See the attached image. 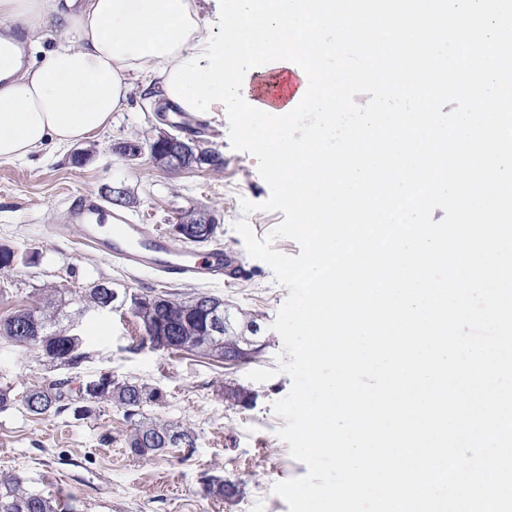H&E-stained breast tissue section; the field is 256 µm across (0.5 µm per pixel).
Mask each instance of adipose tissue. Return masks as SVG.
I'll list each match as a JSON object with an SVG mask.
<instances>
[{"label":"adipose tissue","instance_id":"ef3b65f1","mask_svg":"<svg viewBox=\"0 0 512 512\" xmlns=\"http://www.w3.org/2000/svg\"><path fill=\"white\" fill-rule=\"evenodd\" d=\"M65 35L39 63L0 43V160L46 141L94 138L135 88L170 103L166 82L208 32L195 0H0V27L36 34L51 17Z\"/></svg>","mask_w":512,"mask_h":512}]
</instances>
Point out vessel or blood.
<instances>
[{"label":"vessel or blood","instance_id":"vessel-or-blood-1","mask_svg":"<svg viewBox=\"0 0 512 512\" xmlns=\"http://www.w3.org/2000/svg\"><path fill=\"white\" fill-rule=\"evenodd\" d=\"M75 227L96 251L129 268L153 270L168 282L234 278L241 272L239 260L222 249L197 251L181 247L150 225L132 223L126 214L106 211L83 196L72 202L61 223L48 226L46 235L64 238Z\"/></svg>","mask_w":512,"mask_h":512}]
</instances>
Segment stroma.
<instances>
[{
  "mask_svg": "<svg viewBox=\"0 0 512 512\" xmlns=\"http://www.w3.org/2000/svg\"><path fill=\"white\" fill-rule=\"evenodd\" d=\"M202 124L207 130L204 145L221 155V168L205 165L171 173L146 156L131 163L113 154L116 142H145L156 134L152 100L138 90L122 111L113 113L111 126L85 142V163L73 162L72 147L51 144L22 160H0V245L18 256L13 266L0 271V316L37 297H63L70 328L83 337L88 354L78 367H56L0 339V389L19 399L55 379L79 384L108 373L161 389L164 399L149 408V415L195 433L193 447L141 459L126 448L131 424L115 406H100L84 419L69 411L35 416L19 402L0 409V473L21 475L32 491L64 501L76 512H289L273 487L307 472L278 437L285 421L273 410L292 387L291 377L278 369L284 347L271 328L289 290L275 282L265 262L247 254L234 229L244 219L261 238L284 215L260 208L243 213L242 201L259 206L270 188L255 157L231 147L226 113ZM112 184L124 185L136 199L127 216L156 225L166 236L186 210L214 213L220 224L212 245L239 258L241 275L226 283L167 286L153 272L103 258L79 232L61 242L47 239L46 226L56 223L75 194L99 200ZM95 281L131 294L164 291L180 300L200 293L222 298L231 312L257 321V348L250 359L236 363L188 350L152 349L143 344L145 331L129 306L77 315L73 298ZM263 368L273 370L271 379H249L250 371ZM229 388L247 391L248 406L225 400ZM209 478L231 481L236 494L223 500L208 496L203 483Z\"/></svg>",
  "mask_w": 512,
  "mask_h": 512,
  "instance_id": "stroma-1",
  "label": "stroma"
}]
</instances>
